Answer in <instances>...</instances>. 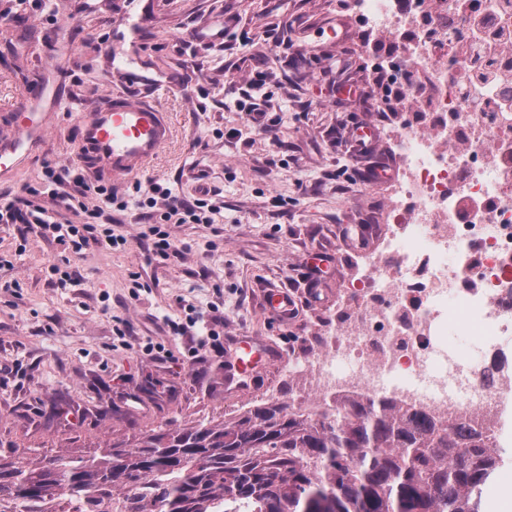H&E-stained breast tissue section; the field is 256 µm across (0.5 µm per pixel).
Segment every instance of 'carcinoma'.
<instances>
[{
    "mask_svg": "<svg viewBox=\"0 0 512 512\" xmlns=\"http://www.w3.org/2000/svg\"><path fill=\"white\" fill-rule=\"evenodd\" d=\"M509 464L471 424L385 400L279 402L85 454L0 456V512H484Z\"/></svg>",
    "mask_w": 512,
    "mask_h": 512,
    "instance_id": "obj_1",
    "label": "carcinoma"
}]
</instances>
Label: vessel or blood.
Wrapping results in <instances>:
<instances>
[{
	"instance_id": "obj_1",
	"label": "vessel or blood",
	"mask_w": 512,
	"mask_h": 512,
	"mask_svg": "<svg viewBox=\"0 0 512 512\" xmlns=\"http://www.w3.org/2000/svg\"><path fill=\"white\" fill-rule=\"evenodd\" d=\"M40 101L33 100L12 114L14 133L0 139V171L29 154L40 142L44 127L39 118ZM175 137L167 112L154 99H113L111 108L81 113L77 125L80 159L90 160L97 174L110 179L144 173ZM272 353L260 342L247 340L239 346L224 370L225 381H251L271 361Z\"/></svg>"
}]
</instances>
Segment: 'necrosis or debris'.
<instances>
[{
	"label": "necrosis or debris",
	"mask_w": 512,
	"mask_h": 512,
	"mask_svg": "<svg viewBox=\"0 0 512 512\" xmlns=\"http://www.w3.org/2000/svg\"><path fill=\"white\" fill-rule=\"evenodd\" d=\"M400 85L390 205L354 276L289 364L299 405L370 396L500 437L512 371V0H347ZM477 346L455 350L450 337Z\"/></svg>",
	"instance_id": "necrosis-or-debris-1"
}]
</instances>
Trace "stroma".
Instances as JSON below:
<instances>
[{
    "mask_svg": "<svg viewBox=\"0 0 512 512\" xmlns=\"http://www.w3.org/2000/svg\"><path fill=\"white\" fill-rule=\"evenodd\" d=\"M228 17L223 38L202 36ZM361 39L342 0H57L51 21L0 0V134L34 87L46 85L54 106L41 143L0 176V195L45 188L49 162L95 182L77 159V117L107 94H138L114 69L121 61L157 80L175 138L115 193L128 200L157 182L222 207L212 224L164 225L174 246L166 259L148 252L151 225L134 209L102 217L125 239L110 250L0 224V441L14 454L230 419L263 404L266 387L292 397L291 340L335 304L351 277L343 254L370 245L365 224L386 205L362 173L388 158L387 145L377 140L369 155L353 139L364 121L384 126L364 98L372 76ZM254 103L273 134L251 123ZM270 289L288 293L294 316L264 311ZM195 307L214 321L190 325ZM208 330L217 340L199 347ZM239 335L276 352L248 391L224 387L225 355ZM144 342L156 357L142 353Z\"/></svg>",
    "mask_w": 512,
    "mask_h": 512,
    "instance_id": "stroma-1",
    "label": "stroma"
}]
</instances>
